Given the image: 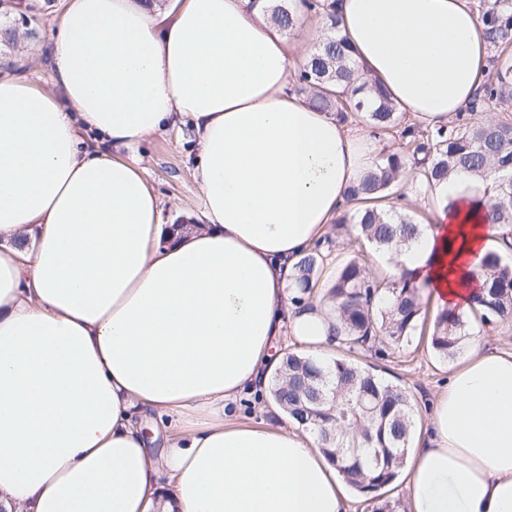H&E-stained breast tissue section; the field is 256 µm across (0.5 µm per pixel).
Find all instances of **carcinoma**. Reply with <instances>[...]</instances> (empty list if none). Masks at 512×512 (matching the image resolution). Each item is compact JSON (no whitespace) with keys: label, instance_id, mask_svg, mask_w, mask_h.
Returning a JSON list of instances; mask_svg holds the SVG:
<instances>
[{"label":"carcinoma","instance_id":"obj_1","mask_svg":"<svg viewBox=\"0 0 512 512\" xmlns=\"http://www.w3.org/2000/svg\"><path fill=\"white\" fill-rule=\"evenodd\" d=\"M337 0H270L271 19L283 30L295 27L299 9L321 16L326 32L297 81L311 104L341 120L364 113L373 132L392 129L398 148L380 154L351 186L336 228L352 224L343 258L330 267L332 249L317 242L296 267L299 300L325 282L336 309L340 356L328 365L286 350L272 379L271 402L284 414L317 433L323 452L359 493H376L398 477L413 442V404L407 392L361 364L357 356L399 346L424 325L419 289L404 272L398 277L368 268L364 250L393 254L418 239L421 224L406 212L384 209L379 202L399 186L413 184L431 192L453 172L493 177L494 194L485 207L487 223L499 230L503 250L483 265V282L471 301L470 314L440 312L429 336L441 358L456 357L473 327L483 328L512 316V190L504 192L502 176L512 174V123L506 118L475 120L474 106L458 112L446 125L423 127L390 99L375 79L362 76L350 47L339 35ZM482 17L490 35L512 29V0H491ZM488 112H506L512 104V58H497L496 81L484 86Z\"/></svg>","mask_w":512,"mask_h":512}]
</instances>
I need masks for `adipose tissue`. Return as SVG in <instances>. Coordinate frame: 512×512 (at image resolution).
Instances as JSON below:
<instances>
[{
	"instance_id": "1",
	"label": "adipose tissue",
	"mask_w": 512,
	"mask_h": 512,
	"mask_svg": "<svg viewBox=\"0 0 512 512\" xmlns=\"http://www.w3.org/2000/svg\"><path fill=\"white\" fill-rule=\"evenodd\" d=\"M363 72L430 125L476 97L488 25L470 0H338ZM305 62L264 0H69L58 93L0 78V512H356L313 431L236 420L296 339L330 362L326 288L294 267L379 147L290 87ZM190 116L206 223H163L113 155ZM94 132L104 149H83ZM397 260L435 311L468 312L490 254L488 180ZM407 512H512V352L472 333L400 471Z\"/></svg>"
}]
</instances>
